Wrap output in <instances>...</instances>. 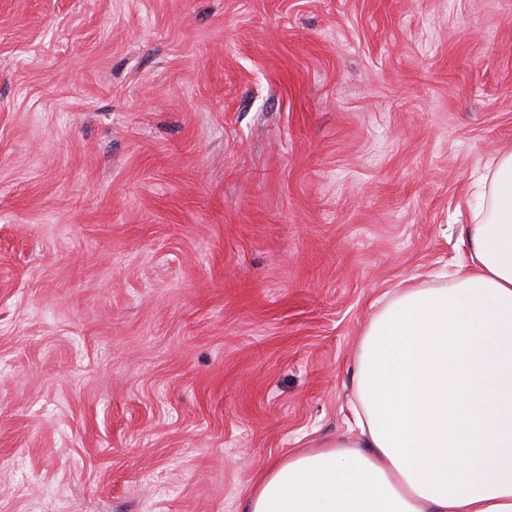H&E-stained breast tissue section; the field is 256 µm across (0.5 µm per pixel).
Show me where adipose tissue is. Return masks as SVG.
Instances as JSON below:
<instances>
[{
	"label": "adipose tissue",
	"instance_id": "ef3b65f1",
	"mask_svg": "<svg viewBox=\"0 0 512 512\" xmlns=\"http://www.w3.org/2000/svg\"><path fill=\"white\" fill-rule=\"evenodd\" d=\"M474 186L460 260L363 326L353 432L261 469L240 512H512V149Z\"/></svg>",
	"mask_w": 512,
	"mask_h": 512
}]
</instances>
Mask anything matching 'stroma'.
I'll use <instances>...</instances> for the list:
<instances>
[{
  "instance_id": "stroma-1",
  "label": "stroma",
  "mask_w": 512,
  "mask_h": 512,
  "mask_svg": "<svg viewBox=\"0 0 512 512\" xmlns=\"http://www.w3.org/2000/svg\"><path fill=\"white\" fill-rule=\"evenodd\" d=\"M511 147L512 0H0V512H238Z\"/></svg>"
}]
</instances>
